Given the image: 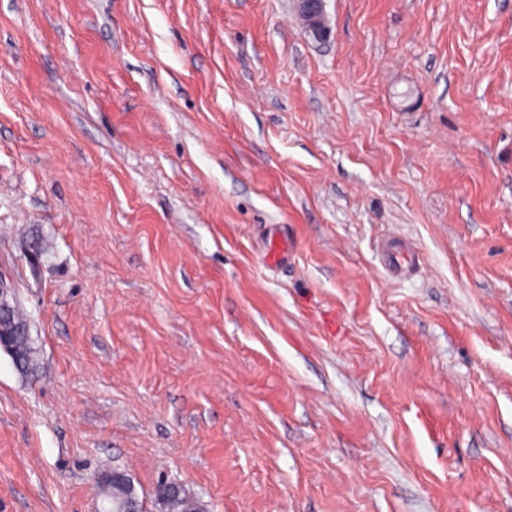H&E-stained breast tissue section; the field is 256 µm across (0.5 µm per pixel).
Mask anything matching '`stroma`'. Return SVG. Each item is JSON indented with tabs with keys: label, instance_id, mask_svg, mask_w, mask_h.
<instances>
[{
	"label": "stroma",
	"instance_id": "35a3bbf8",
	"mask_svg": "<svg viewBox=\"0 0 512 512\" xmlns=\"http://www.w3.org/2000/svg\"><path fill=\"white\" fill-rule=\"evenodd\" d=\"M325 15L0 0V512H512V0ZM294 2L306 32L316 39H324L328 34L325 24L324 0H294ZM290 251L288 238L278 231L271 232L267 239L265 260L271 269L283 266ZM381 248L385 269L392 278L407 277L421 265L419 253L403 239L388 238ZM8 293H12L11 288L8 287L5 279H0V308L5 315L7 314V320L13 327L12 333L0 335L1 342L7 347V351L3 346L2 350L10 356L18 372L25 375L33 374L36 371V352L29 332V323L14 298L8 310L4 302ZM97 477L95 478V481L93 486L95 492L98 494L99 498L101 499L102 503L108 507V512H123L126 510L124 507V502L128 497L134 498L136 501V508L140 512L146 511L144 510V504L143 501L140 500L139 494L137 492L136 486H134V483L128 474V483L129 485L125 487L117 486L112 484L111 482H97ZM135 507L132 505L128 507V512H137Z\"/></svg>",
	"mask_w": 512,
	"mask_h": 512
}]
</instances>
